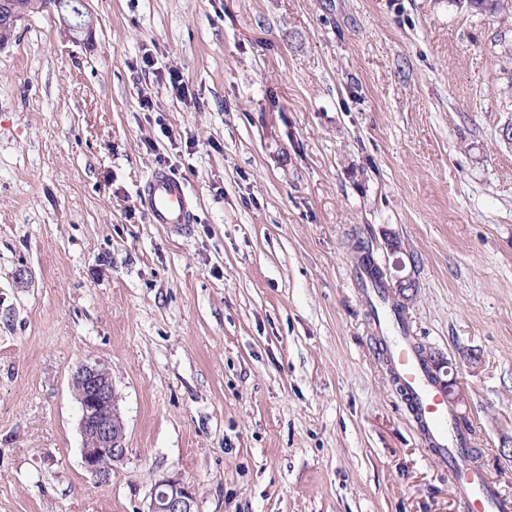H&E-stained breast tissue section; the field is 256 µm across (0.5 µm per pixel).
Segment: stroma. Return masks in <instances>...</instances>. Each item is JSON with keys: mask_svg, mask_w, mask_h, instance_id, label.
<instances>
[{"mask_svg": "<svg viewBox=\"0 0 512 512\" xmlns=\"http://www.w3.org/2000/svg\"><path fill=\"white\" fill-rule=\"evenodd\" d=\"M83 10L91 35L41 12L0 48V512H146L167 476L198 512H461L360 244L414 283L403 315L512 494V0ZM158 167L197 200L184 234L140 203ZM94 361L126 425L107 483L71 386Z\"/></svg>", "mask_w": 512, "mask_h": 512, "instance_id": "stroma-1", "label": "stroma"}]
</instances>
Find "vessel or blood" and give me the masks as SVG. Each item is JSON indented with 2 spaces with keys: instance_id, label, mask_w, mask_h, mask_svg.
<instances>
[{
  "instance_id": "b4317fda",
  "label": "vessel or blood",
  "mask_w": 512,
  "mask_h": 512,
  "mask_svg": "<svg viewBox=\"0 0 512 512\" xmlns=\"http://www.w3.org/2000/svg\"><path fill=\"white\" fill-rule=\"evenodd\" d=\"M142 201L152 223L179 230L194 221L188 186L169 169L152 171ZM357 277L369 286L365 303L383 334L390 375L425 447L447 467L467 512H512V495L503 493L477 460L471 429L449 410L448 394L436 381L432 363L418 351L410 326L395 312L386 289L370 287L365 270H358Z\"/></svg>"
}]
</instances>
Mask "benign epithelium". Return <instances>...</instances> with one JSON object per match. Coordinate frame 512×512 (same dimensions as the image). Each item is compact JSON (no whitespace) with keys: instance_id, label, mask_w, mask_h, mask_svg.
Wrapping results in <instances>:
<instances>
[{"instance_id":"7a95c632","label":"benign epithelium","mask_w":512,"mask_h":512,"mask_svg":"<svg viewBox=\"0 0 512 512\" xmlns=\"http://www.w3.org/2000/svg\"><path fill=\"white\" fill-rule=\"evenodd\" d=\"M82 0H47L49 12H56L68 30L74 33L90 31L82 20ZM26 13L14 0H0V47L13 37ZM77 393L81 418L82 465L100 482H108L119 465L125 462V424L118 407V397L112 385L110 371L98 362L82 363L71 376ZM194 485L180 477H167L153 485L147 512H197Z\"/></svg>"}]
</instances>
